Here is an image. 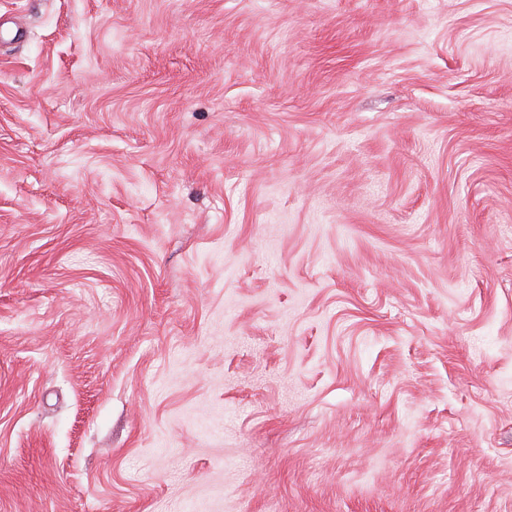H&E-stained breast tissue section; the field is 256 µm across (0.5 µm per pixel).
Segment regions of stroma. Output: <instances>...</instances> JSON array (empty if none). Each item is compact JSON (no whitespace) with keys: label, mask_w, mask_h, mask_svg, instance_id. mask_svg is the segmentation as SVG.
<instances>
[{"label":"stroma","mask_w":512,"mask_h":512,"mask_svg":"<svg viewBox=\"0 0 512 512\" xmlns=\"http://www.w3.org/2000/svg\"><path fill=\"white\" fill-rule=\"evenodd\" d=\"M0 20V512H512V0Z\"/></svg>","instance_id":"stroma-1"}]
</instances>
